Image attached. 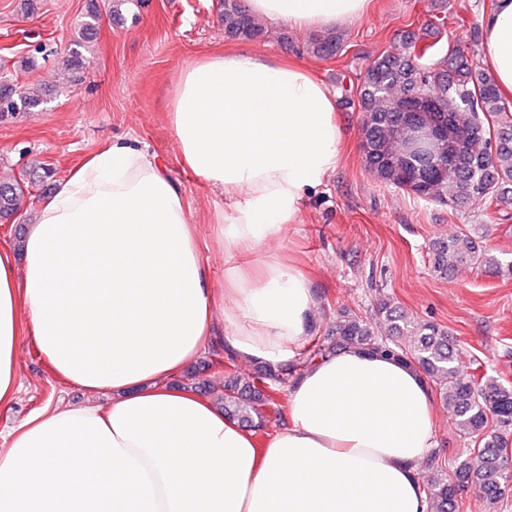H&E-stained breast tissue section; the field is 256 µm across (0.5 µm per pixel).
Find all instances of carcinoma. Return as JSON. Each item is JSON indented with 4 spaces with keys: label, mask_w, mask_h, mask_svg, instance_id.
Returning a JSON list of instances; mask_svg holds the SVG:
<instances>
[{
    "label": "carcinoma",
    "mask_w": 512,
    "mask_h": 512,
    "mask_svg": "<svg viewBox=\"0 0 512 512\" xmlns=\"http://www.w3.org/2000/svg\"><path fill=\"white\" fill-rule=\"evenodd\" d=\"M115 18L141 7V0H109ZM224 34L258 41L268 28L250 13L243 0H222ZM98 11H90L71 40L63 64L77 72L83 50L96 35ZM443 19L422 32L408 31L399 45L382 52L357 78L353 93L341 90V103L360 112V151L364 167L380 182L450 209L512 205V111L506 106L493 74L471 48H444ZM315 58L344 50L333 30L314 34L303 43ZM428 90L427 104L409 98ZM45 99L13 78L0 76V118L38 112ZM442 131L446 137L432 149L415 147L421 134ZM29 200V183L0 184V217L19 213ZM483 233L469 224L433 240L434 272L445 277L461 267L484 269L512 279V261H502L482 245ZM354 349L404 362L425 379L430 392L448 407V422L459 437L473 444L423 480L428 512H460L467 487L478 492L487 512H499L512 482V387L476 369L459 371L456 340L430 321H409L387 298L368 318L343 309L323 340L300 353L293 367L275 372L265 365L249 378L236 374L224 381V413L259 431L278 413V397L297 372L334 352Z\"/></svg>",
    "instance_id": "obj_1"
}]
</instances>
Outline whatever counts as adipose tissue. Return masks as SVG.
I'll use <instances>...</instances> for the list:
<instances>
[{
	"label": "adipose tissue",
	"mask_w": 512,
	"mask_h": 512,
	"mask_svg": "<svg viewBox=\"0 0 512 512\" xmlns=\"http://www.w3.org/2000/svg\"><path fill=\"white\" fill-rule=\"evenodd\" d=\"M369 5L249 0L257 17L301 30L353 22ZM481 56L512 99V0L487 18ZM336 112L322 81L261 52L183 67L171 126L183 164L228 201L212 227L230 258L223 287L182 192L132 139L79 163L37 222L0 243V406L21 388L24 331L59 378L96 396L0 432V512H427L432 398L404 363L355 350L318 361L263 440L173 385L216 339L273 367L298 358L316 306L309 279L250 255L298 223L305 195L336 169Z\"/></svg>",
	"instance_id": "1"
}]
</instances>
